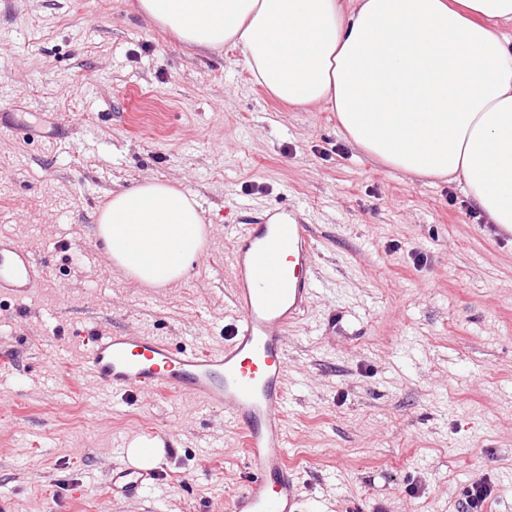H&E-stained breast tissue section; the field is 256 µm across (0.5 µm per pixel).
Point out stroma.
Wrapping results in <instances>:
<instances>
[{
  "label": "stroma",
  "mask_w": 512,
  "mask_h": 512,
  "mask_svg": "<svg viewBox=\"0 0 512 512\" xmlns=\"http://www.w3.org/2000/svg\"><path fill=\"white\" fill-rule=\"evenodd\" d=\"M0 235L44 262L0 295V499L8 512H224L244 452L223 412L109 393L69 375L81 331L144 329L218 347L231 322L226 219L276 203L308 224L319 279L288 333L290 462L307 512H457L484 478L512 512V244L459 183L410 177L352 147L327 106L274 99L227 44L202 51L137 0H0ZM146 179L194 194L213 227L188 277L142 288L95 220ZM167 434L162 476L103 495L122 441Z\"/></svg>",
  "instance_id": "35a3bbf8"
}]
</instances>
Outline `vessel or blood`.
<instances>
[{
	"instance_id": "1",
	"label": "vessel or blood",
	"mask_w": 512,
	"mask_h": 512,
	"mask_svg": "<svg viewBox=\"0 0 512 512\" xmlns=\"http://www.w3.org/2000/svg\"><path fill=\"white\" fill-rule=\"evenodd\" d=\"M229 230L234 313L223 346L202 351L142 330H92L82 339V371L111 392L188 398L230 417L245 448L244 486L226 500L225 512H305L288 465L285 338L311 306L316 247L288 205L271 207L260 223ZM44 276L30 249L0 236V293L24 297ZM161 473L160 466L119 458L104 495L142 497Z\"/></svg>"
}]
</instances>
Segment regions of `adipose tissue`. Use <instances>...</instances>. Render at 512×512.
Wrapping results in <instances>:
<instances>
[{"label": "adipose tissue", "instance_id": "ef3b65f1", "mask_svg": "<svg viewBox=\"0 0 512 512\" xmlns=\"http://www.w3.org/2000/svg\"><path fill=\"white\" fill-rule=\"evenodd\" d=\"M200 49L232 44L276 98L326 105L349 143L403 173L464 185L512 225V0H139ZM95 236L142 287L184 280L210 231L194 197L156 180L114 192Z\"/></svg>", "mask_w": 512, "mask_h": 512}]
</instances>
